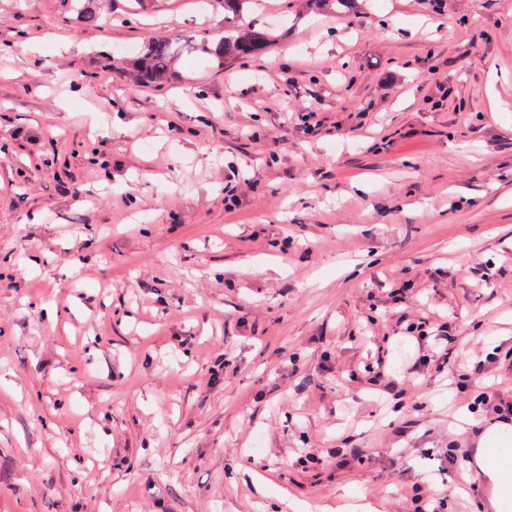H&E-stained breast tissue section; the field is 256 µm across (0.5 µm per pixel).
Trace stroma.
Listing matches in <instances>:
<instances>
[{"instance_id":"stroma-1","label":"stroma","mask_w":512,"mask_h":512,"mask_svg":"<svg viewBox=\"0 0 512 512\" xmlns=\"http://www.w3.org/2000/svg\"><path fill=\"white\" fill-rule=\"evenodd\" d=\"M0 375V512L455 488L512 404V0H0ZM269 35L260 30L238 29L237 35L224 36L214 47L208 43L184 38H157L148 44L143 55L134 63L136 79L141 84H150L164 78L171 62L184 53L203 52L216 58L219 64L224 59H234L266 48Z\"/></svg>"}]
</instances>
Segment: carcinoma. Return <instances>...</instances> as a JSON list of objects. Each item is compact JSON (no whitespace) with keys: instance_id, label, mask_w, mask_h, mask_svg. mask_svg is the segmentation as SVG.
I'll list each match as a JSON object with an SVG mask.
<instances>
[{"instance_id":"carcinoma-1","label":"carcinoma","mask_w":512,"mask_h":512,"mask_svg":"<svg viewBox=\"0 0 512 512\" xmlns=\"http://www.w3.org/2000/svg\"><path fill=\"white\" fill-rule=\"evenodd\" d=\"M269 41L266 32L249 28L224 37L213 47L205 42L162 37L148 44L143 55L134 63V73L139 83L150 84L163 79L171 62L185 53L200 51L213 56L222 64L226 59L258 52L266 48Z\"/></svg>"}]
</instances>
